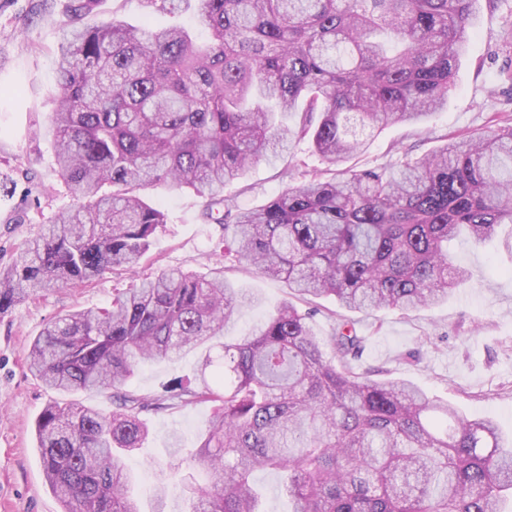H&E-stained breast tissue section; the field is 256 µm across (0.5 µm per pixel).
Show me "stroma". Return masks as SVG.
<instances>
[{"label": "stroma", "instance_id": "35a3bbf8", "mask_svg": "<svg viewBox=\"0 0 512 512\" xmlns=\"http://www.w3.org/2000/svg\"><path fill=\"white\" fill-rule=\"evenodd\" d=\"M74 0H0V268L18 246L41 232L72 199L54 161L46 129L56 106V60L60 33L72 20ZM114 17L137 25L194 28V5L185 0L170 15L146 0H96L81 17L85 26ZM512 68V0L483 7L447 107L418 126L396 125L371 140L353 159L355 169H382L403 157L423 155L453 135L484 132L512 120V83L499 72ZM323 173L327 165L309 142L294 143L290 157L262 161L226 190L237 206H262L284 185L283 172ZM146 201L164 209L167 222L152 238L134 272L105 271L77 288L37 293L0 314V512H61L48 486L35 442L36 420L56 397L27 368L31 342L59 316L76 308L109 306L133 276L179 268L192 274L223 273L256 296L224 328L225 339L246 335L285 300L287 284L250 274L224 255V232L207 223L203 202L186 190H144ZM455 264L472 274L469 287L448 300L409 314L395 309L343 312L335 301H297L315 336L328 340L339 316L354 322L365 348L360 370L375 379H404L447 400L469 417H489L512 436V242L488 245L459 238ZM196 355L139 366L131 390L160 395L193 375ZM202 403L147 413L150 437L129 461L144 512H152L153 487L173 483L178 462L169 455V436L178 433L184 452H193L211 418Z\"/></svg>", "mask_w": 512, "mask_h": 512}]
</instances>
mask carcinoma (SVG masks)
Segmentation results:
<instances>
[{
  "label": "carcinoma",
  "instance_id": "carcinoma-1",
  "mask_svg": "<svg viewBox=\"0 0 512 512\" xmlns=\"http://www.w3.org/2000/svg\"><path fill=\"white\" fill-rule=\"evenodd\" d=\"M478 2L196 0L205 40L115 18L65 32L50 132L75 205L0 270V314L137 264L165 224L138 195L155 185L193 190L243 269L299 299L332 296L358 312L448 299L472 278L448 242L512 224V125L386 169L344 164L376 132L448 104ZM293 138L334 177H292L264 206L235 207L224 188ZM254 301L221 274L169 269L32 341L27 366L48 389L109 392L116 406L52 401L37 419L62 512H141L126 465L149 436L141 415L199 403L213 414L189 465L207 479H178V512H265L258 470L280 475L288 512H505L512 441L492 419L356 371L365 337L343 317L330 336L337 362L326 361L290 300L224 341ZM189 353L193 379L163 395L129 390L141 363Z\"/></svg>",
  "mask_w": 512,
  "mask_h": 512
}]
</instances>
